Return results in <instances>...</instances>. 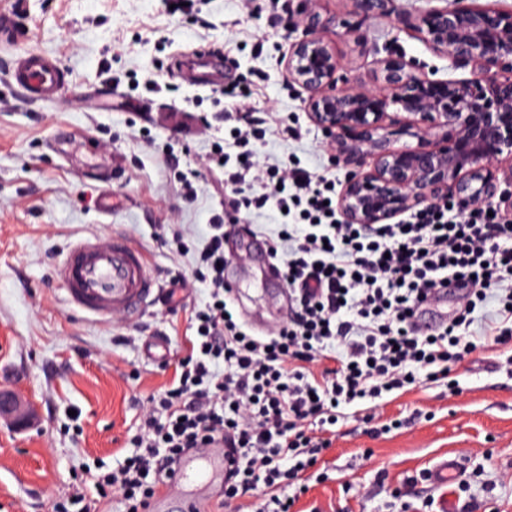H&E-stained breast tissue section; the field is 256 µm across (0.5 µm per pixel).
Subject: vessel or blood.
<instances>
[{
	"mask_svg": "<svg viewBox=\"0 0 512 512\" xmlns=\"http://www.w3.org/2000/svg\"><path fill=\"white\" fill-rule=\"evenodd\" d=\"M12 76L35 101L56 98L67 87V75L56 60L35 52L18 57ZM55 277L71 305L101 318L139 316L161 290L145 252L120 234L93 235L72 242L55 266ZM227 467L223 449H214L205 458L188 451L177 464L176 478L163 488L162 495L183 497L185 512H196L198 502L186 492V484L213 485L223 480Z\"/></svg>",
	"mask_w": 512,
	"mask_h": 512,
	"instance_id": "b4317fda",
	"label": "vessel or blood"
}]
</instances>
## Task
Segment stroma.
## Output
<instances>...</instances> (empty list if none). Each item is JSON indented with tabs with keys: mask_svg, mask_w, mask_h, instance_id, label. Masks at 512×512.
<instances>
[{
	"mask_svg": "<svg viewBox=\"0 0 512 512\" xmlns=\"http://www.w3.org/2000/svg\"><path fill=\"white\" fill-rule=\"evenodd\" d=\"M432 0H394L387 18L354 0H322L325 35L354 84L372 87L375 61L396 48L451 78L446 60L402 31L398 15ZM15 10L20 41L0 44V386L16 388L37 410L27 432L0 422V512H53L56 501L97 494L98 465L118 467L140 423L145 397L169 384L193 309L208 302L194 253L163 243L172 231L200 244L220 209L224 181L203 167L229 126L209 88L180 83L174 96L132 88L133 79L172 82L158 60L203 45L222 48L225 75L246 77L249 103L268 128L261 159L330 165L321 130L308 118L304 91L291 85L284 57L291 43L262 0H210L202 20L164 13L159 0H0ZM54 57L68 88L52 102L31 101L11 79L20 54ZM294 127L283 135L282 126ZM203 168L196 200H186L175 170ZM111 195L112 209L100 208ZM120 233L148 256L162 283L193 281L182 307L165 297L139 317L98 318L75 310L53 269L68 245L92 234ZM224 277L234 286L238 322L263 335L288 309L285 286L271 283L247 245L225 237ZM164 338L163 357L148 354ZM330 448L285 488L295 512H512V345L480 340L451 381L407 386L345 409ZM446 458L462 462L463 485H431L426 474Z\"/></svg>",
	"mask_w": 512,
	"mask_h": 512,
	"instance_id": "stroma-1",
	"label": "stroma"
}]
</instances>
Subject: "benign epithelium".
I'll list each match as a JSON object with an SVG mask.
<instances>
[{
    "mask_svg": "<svg viewBox=\"0 0 512 512\" xmlns=\"http://www.w3.org/2000/svg\"><path fill=\"white\" fill-rule=\"evenodd\" d=\"M321 0L288 9V28H303L285 60L288 81L350 168L338 207L348 224H385L429 203L464 213L483 205L512 209V11L492 0H440L403 21L448 69L465 78L434 79L390 51L375 61V87L350 82L323 35ZM366 13L390 15L393 0H354ZM417 140L398 145V136ZM371 165H366V160ZM0 419L26 429L33 411L0 389Z\"/></svg>",
    "mask_w": 512,
    "mask_h": 512,
    "instance_id": "7a95c632",
    "label": "benign epithelium"
}]
</instances>
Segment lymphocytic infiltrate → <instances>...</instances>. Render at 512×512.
Wrapping results in <instances>:
<instances>
[{
    "label": "lymphocytic infiltrate",
    "mask_w": 512,
    "mask_h": 512,
    "mask_svg": "<svg viewBox=\"0 0 512 512\" xmlns=\"http://www.w3.org/2000/svg\"><path fill=\"white\" fill-rule=\"evenodd\" d=\"M210 165L233 194L234 212L274 204L282 222L270 241L290 305L262 336L230 313L224 280V216L215 214L196 251L209 301L194 310L191 351L173 382L142 405L135 454L99 473L100 501L120 492L124 512H148L163 482L190 448H230L225 500L252 497L256 512H291L283 486L299 481L329 447L319 428L335 425L339 407L427 379L447 378L476 347L472 315L487 298L499 305L484 335L512 342V219L480 207L458 214L432 203L393 224L366 227L338 216L336 179L300 161H262L267 133L249 110ZM470 285L455 318L433 332L414 323L421 299L449 280Z\"/></svg>",
    "instance_id": "f902f5d3"
}]
</instances>
